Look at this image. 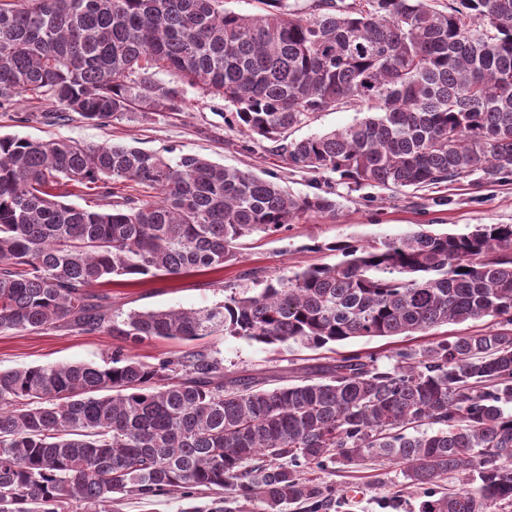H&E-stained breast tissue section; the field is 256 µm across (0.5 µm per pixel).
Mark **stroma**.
I'll use <instances>...</instances> for the list:
<instances>
[{
  "label": "stroma",
  "mask_w": 512,
  "mask_h": 512,
  "mask_svg": "<svg viewBox=\"0 0 512 512\" xmlns=\"http://www.w3.org/2000/svg\"><path fill=\"white\" fill-rule=\"evenodd\" d=\"M48 101H19L0 109V135L31 139H70L87 144L123 143L167 157L197 154L227 168L252 171L274 178L297 195L331 192L335 215L303 216L288 231L242 239L240 259L209 272L149 277L136 284L114 280L112 309H202L222 302L232 293L260 292L258 278H289L310 266L332 265L342 260L341 244L369 245L423 227L437 232L465 233L477 224H512V180L477 184L472 179L448 183L420 192L381 191L344 183L333 173L309 174L292 169L273 151L271 142L254 143L226 121L223 100L201 90L186 91L183 111L160 112L147 120L119 121L99 126L76 113L47 122ZM492 318L445 325L410 336L361 337L307 348L298 344L261 345L235 336H209L189 344L170 339H149L125 344L118 336L84 333L56 324L38 331L0 332V369L60 362L102 363L118 347H126L146 363L174 357L185 350L201 351L224 363L225 381L266 378L269 387L296 384L325 375L337 358L349 352L377 357L405 349H421L429 342L474 333L492 326ZM309 477L333 488L329 506L322 512H418L421 490L409 487L402 466L377 459L344 468H311ZM347 496H340V489ZM401 497L399 510L388 502Z\"/></svg>",
  "instance_id": "35a3bbf8"
}]
</instances>
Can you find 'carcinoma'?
Here are the masks:
<instances>
[{
	"label": "carcinoma",
	"instance_id": "1",
	"mask_svg": "<svg viewBox=\"0 0 512 512\" xmlns=\"http://www.w3.org/2000/svg\"><path fill=\"white\" fill-rule=\"evenodd\" d=\"M223 0H0V107L49 99L100 126L181 112L185 87L224 100L288 164L356 186L405 190L512 177V0H287L242 15ZM174 73L171 85L157 79ZM366 108L342 129L292 138L318 112ZM148 197L117 192L129 184ZM99 189L103 207L60 201ZM334 216L328 194L196 155L126 144L0 137V332L64 322L132 343L239 336L315 348L492 317L496 325L396 353L342 355L320 381L224 387L197 351L141 362L0 370V512H108L127 495L224 487L263 512L330 496L300 469L365 457L414 485L466 487L419 512L512 509V224L420 229L345 260L265 279L204 309L112 314V277L206 272L239 240ZM427 424L414 436L408 426Z\"/></svg>",
	"mask_w": 512,
	"mask_h": 512
}]
</instances>
